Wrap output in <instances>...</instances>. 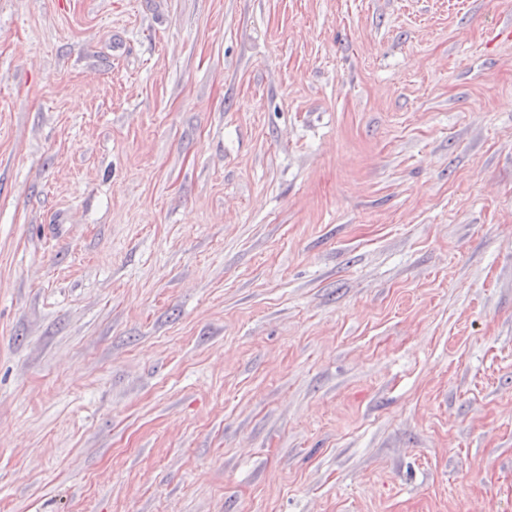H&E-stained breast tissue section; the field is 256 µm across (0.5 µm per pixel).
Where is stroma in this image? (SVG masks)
I'll return each mask as SVG.
<instances>
[{
	"mask_svg": "<svg viewBox=\"0 0 512 512\" xmlns=\"http://www.w3.org/2000/svg\"><path fill=\"white\" fill-rule=\"evenodd\" d=\"M512 0H0V512H512Z\"/></svg>",
	"mask_w": 512,
	"mask_h": 512,
	"instance_id": "35a3bbf8",
	"label": "stroma"
}]
</instances>
